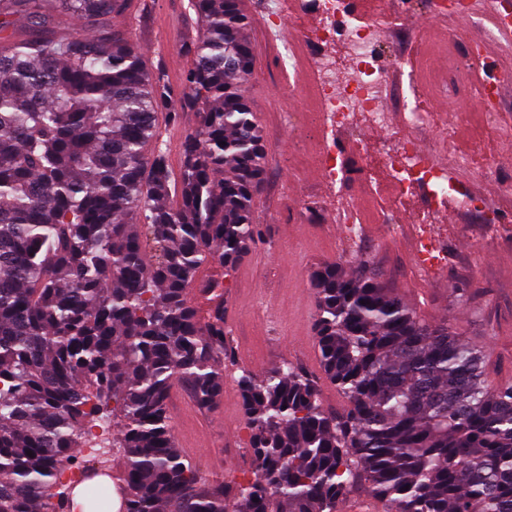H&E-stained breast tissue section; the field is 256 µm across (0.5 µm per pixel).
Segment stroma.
Listing matches in <instances>:
<instances>
[{"label":"stroma","instance_id":"35a3bbf8","mask_svg":"<svg viewBox=\"0 0 512 512\" xmlns=\"http://www.w3.org/2000/svg\"><path fill=\"white\" fill-rule=\"evenodd\" d=\"M117 23L139 51L145 69L163 68L172 84L181 83L192 66L181 47L198 34L190 0H129ZM451 28L448 22L423 26L408 19L401 33L388 37L387 46L404 55L407 69L413 70L424 61L430 35ZM247 35L256 64L244 95L266 148V175L251 214L254 223L267 227L268 240L254 247L224 281V319L236 365L224 370L217 407L199 408L185 386L177 387L167 402L175 434L205 445V454L192 462L210 482H230L252 468L234 368L259 374L288 360L317 377L325 409L346 408L335 385L323 376L314 343L315 294L308 273L323 262L367 261L385 287L402 295L422 319L448 323L457 336L482 347L489 386L512 382V235L492 231L478 215L447 210L444 221L455 227L448 262L424 270L414 259L413 207L398 209L396 225H364L355 241L338 225L310 221L302 206L321 197V172L308 158L288 150V127L304 121L307 102L283 89L288 75L278 64L277 37L254 23ZM459 107L465 124L458 140L444 147L443 161L463 185L512 208V193L498 180L473 176L476 167L495 160L512 178V148L499 139L497 129L485 124L476 97L461 100Z\"/></svg>","mask_w":512,"mask_h":512}]
</instances>
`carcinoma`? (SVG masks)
<instances>
[{"mask_svg":"<svg viewBox=\"0 0 512 512\" xmlns=\"http://www.w3.org/2000/svg\"><path fill=\"white\" fill-rule=\"evenodd\" d=\"M126 4L0 0V33L21 31L0 37V512H71L60 474L83 448L122 459L124 512H336L362 481L393 512H512V383L489 387L479 346L364 263L308 275L344 412L284 359L237 378L249 474L209 483L177 448L170 393L187 383L214 409L232 357L220 280L266 237L243 94L255 54L239 0H191L200 34L174 86L109 24ZM61 14L90 34L60 30ZM162 110L174 126L194 116L177 174ZM82 500L110 512L112 487Z\"/></svg>","mask_w":512,"mask_h":512,"instance_id":"1","label":"carcinoma"}]
</instances>
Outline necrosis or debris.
Instances as JSON below:
<instances>
[{
    "label": "necrosis or debris",
    "instance_id": "necrosis-or-debris-1",
    "mask_svg": "<svg viewBox=\"0 0 512 512\" xmlns=\"http://www.w3.org/2000/svg\"><path fill=\"white\" fill-rule=\"evenodd\" d=\"M418 2L393 0L392 7L364 18L351 0H306L305 6L293 8L295 17L282 58L292 75L289 94L311 100L319 128L316 162L325 185H336L346 150L354 148L364 172L376 169L386 175L394 205L418 202L421 218L415 237L418 259L425 265L448 259L451 230L435 221L448 207L481 214L485 224L498 230L512 224V210L455 181L438 162L435 149L406 133L437 94L455 99L478 96L489 119L501 112L497 92L501 73L493 59L471 44L466 32L450 35L447 45H432V52L445 55L444 67L409 72L397 110L381 105L385 88L403 67L402 57L384 53L382 44L414 13ZM309 13L317 22L306 28L302 22ZM376 129L383 131V138L365 140V131ZM341 130L352 133L351 145L338 139Z\"/></svg>",
    "mask_w": 512,
    "mask_h": 512
}]
</instances>
